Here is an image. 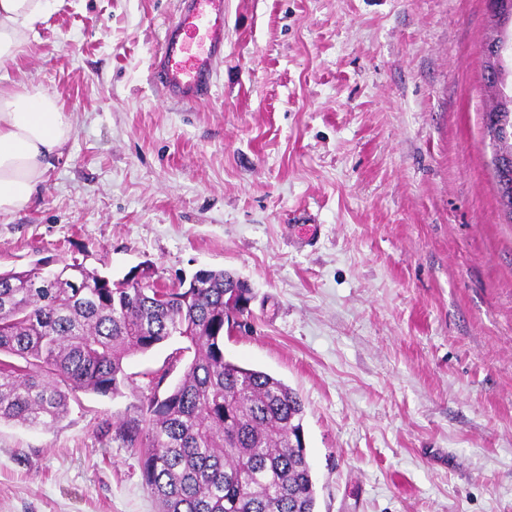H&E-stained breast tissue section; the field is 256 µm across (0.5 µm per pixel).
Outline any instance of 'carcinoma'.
Instances as JSON below:
<instances>
[{
  "instance_id": "1",
  "label": "carcinoma",
  "mask_w": 512,
  "mask_h": 512,
  "mask_svg": "<svg viewBox=\"0 0 512 512\" xmlns=\"http://www.w3.org/2000/svg\"><path fill=\"white\" fill-rule=\"evenodd\" d=\"M512 130V99L485 126ZM499 190L512 181V141L497 151ZM233 276L205 271L198 288L118 282L76 261L0 272V421H60L76 392L118 395L126 360L173 337L192 354L178 382L126 416L114 439L140 458L158 512H314L304 404L270 374L224 355V294Z\"/></svg>"
}]
</instances>
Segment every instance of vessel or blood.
Listing matches in <instances>:
<instances>
[{
    "label": "vessel or blood",
    "instance_id": "vessel-or-blood-1",
    "mask_svg": "<svg viewBox=\"0 0 512 512\" xmlns=\"http://www.w3.org/2000/svg\"><path fill=\"white\" fill-rule=\"evenodd\" d=\"M165 28L154 68L165 96L175 103L203 100L224 60V0H180Z\"/></svg>",
    "mask_w": 512,
    "mask_h": 512
}]
</instances>
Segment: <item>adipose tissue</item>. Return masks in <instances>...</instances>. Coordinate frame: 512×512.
I'll return each mask as SVG.
<instances>
[{
  "instance_id": "obj_1",
  "label": "adipose tissue",
  "mask_w": 512,
  "mask_h": 512,
  "mask_svg": "<svg viewBox=\"0 0 512 512\" xmlns=\"http://www.w3.org/2000/svg\"><path fill=\"white\" fill-rule=\"evenodd\" d=\"M48 0H0V65L14 62ZM73 123L50 94L0 88V213L25 209L61 157Z\"/></svg>"
}]
</instances>
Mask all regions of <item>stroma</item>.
Returning a JSON list of instances; mask_svg holds the SVG:
<instances>
[{"instance_id": "obj_1", "label": "stroma", "mask_w": 512, "mask_h": 512, "mask_svg": "<svg viewBox=\"0 0 512 512\" xmlns=\"http://www.w3.org/2000/svg\"><path fill=\"white\" fill-rule=\"evenodd\" d=\"M179 0H54L0 85L73 121L0 271L77 260L172 286L247 282L227 359L295 389L316 512H512V222L484 115L488 0H224L208 98H161ZM172 338L119 395L0 423V512H157L104 434L183 365Z\"/></svg>"}]
</instances>
